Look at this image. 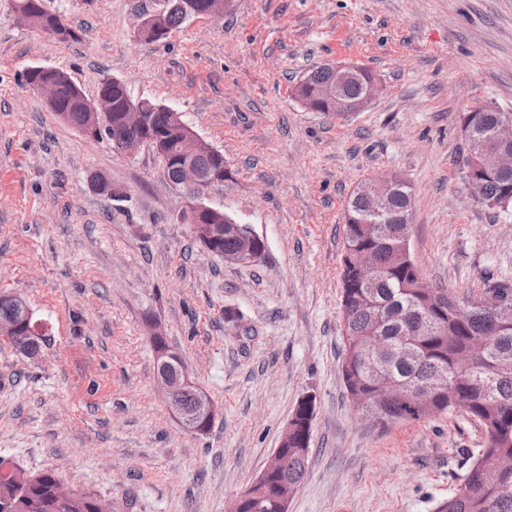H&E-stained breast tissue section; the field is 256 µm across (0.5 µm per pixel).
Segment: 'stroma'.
I'll return each instance as SVG.
<instances>
[{
	"mask_svg": "<svg viewBox=\"0 0 512 512\" xmlns=\"http://www.w3.org/2000/svg\"><path fill=\"white\" fill-rule=\"evenodd\" d=\"M164 0H44L61 43L0 0V294L44 326L29 359L0 337V458L105 500L112 512H229L264 469L298 401L315 400L289 512H434L483 428L466 415L362 416L339 370L345 205L382 174L412 193L423 279L466 297L512 281V210L478 201L458 116L512 112V0H235L162 42L137 28ZM353 62L379 88L339 119L301 105L312 68ZM33 65L88 99L104 80L178 112L231 170L208 205L265 252L228 263L181 221L184 197L149 145L87 139L30 90ZM217 414L197 435L156 380L153 331Z\"/></svg>",
	"mask_w": 512,
	"mask_h": 512,
	"instance_id": "obj_1",
	"label": "stroma"
}]
</instances>
